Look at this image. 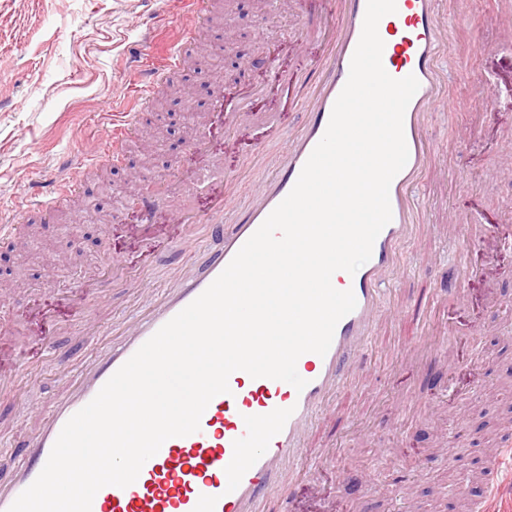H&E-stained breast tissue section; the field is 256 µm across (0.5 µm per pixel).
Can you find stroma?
Here are the masks:
<instances>
[{
  "label": "stroma",
  "mask_w": 512,
  "mask_h": 512,
  "mask_svg": "<svg viewBox=\"0 0 512 512\" xmlns=\"http://www.w3.org/2000/svg\"><path fill=\"white\" fill-rule=\"evenodd\" d=\"M233 0L232 50L224 26L203 21L193 37L185 29L194 0H0V208L11 209L21 189L46 185L67 160L93 156L80 186L43 222H35L26 247L0 243V366L27 362L15 388L0 393V476L16 458L10 441L34 430L90 357L100 337L84 330L59 335L90 312L114 328L151 307L140 288L166 289L173 246L182 239L174 213L192 208L207 218L211 188L173 194L170 174L204 162L219 164L229 179L224 194L241 220L257 178L252 152L267 145L286 153L288 137L303 122L300 98L309 96L326 54L325 10L320 0ZM451 37L470 43L469 55L449 58L450 101H473L477 113L446 109L429 133L442 179H428L420 232L400 250L403 270L383 301L386 311L363 367L337 393L301 454L299 487L257 504V512H468L499 436L512 432V42L496 23V0H472ZM209 46L223 59L222 73L240 91L262 88L250 111L272 112L277 131L248 122L226 129L210 110L213 77L190 79L194 122L182 104L153 94L128 143L125 161L112 164L103 140L105 113L137 94V74L124 47H138L145 64L160 63L164 48ZM276 55L296 79L286 95L259 52ZM206 138L205 155L188 145ZM155 157L149 175L160 202L143 217L120 197L143 147ZM485 218L490 230L474 241L466 219ZM469 251L498 275L456 283L441 252ZM121 263L139 289L115 286L95 301L89 284L103 261ZM465 288L462 302H441L437 291ZM463 328L441 336L419 364L404 351L444 323Z\"/></svg>",
  "instance_id": "obj_1"
}]
</instances>
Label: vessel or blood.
<instances>
[{
	"instance_id": "obj_1",
	"label": "vessel or blood",
	"mask_w": 512,
	"mask_h": 512,
	"mask_svg": "<svg viewBox=\"0 0 512 512\" xmlns=\"http://www.w3.org/2000/svg\"><path fill=\"white\" fill-rule=\"evenodd\" d=\"M336 6L339 22L328 25L333 48L322 65L325 75L312 95L302 99L305 120L291 139L283 162H261L252 189V202L237 224L224 226L223 200H216L214 219L207 226L222 236L224 245L201 270L184 273L174 288L117 337L80 373L72 389L60 397L40 429L17 438L19 465L8 481H0V512L39 476L66 421L89 403L111 376L165 323L201 295L230 263L242 245L293 189L309 155L323 137L334 103L349 76L350 63L361 36L367 0H322ZM448 0H395V13L384 16L378 33L384 42L382 63L397 79L415 75L419 89L404 117L409 151L406 166L390 186L391 221L378 235L370 260L350 276L338 279L352 290L355 309L337 324L326 355L306 353L296 363L305 379L303 390L269 378H254L238 370L227 393L215 396L200 420L198 432L166 440L143 465L136 481L119 488L106 486L95 495L91 512H256L255 506L272 495L281 478L294 469V460L309 432L337 391L360 368L367 343L379 324L384 286L399 267V248L418 228L420 187L434 153L427 121L446 100L449 54ZM183 63L180 47H172L162 66L139 73L140 99L149 98L158 84ZM240 97L226 85L216 88L213 112L233 127L246 114ZM140 118L135 107L113 109L102 126L111 138L113 156ZM76 182L61 174L48 191H25L13 218L0 221V240L13 241L28 214L51 211ZM512 504V470L495 472L471 512H507Z\"/></svg>"
}]
</instances>
